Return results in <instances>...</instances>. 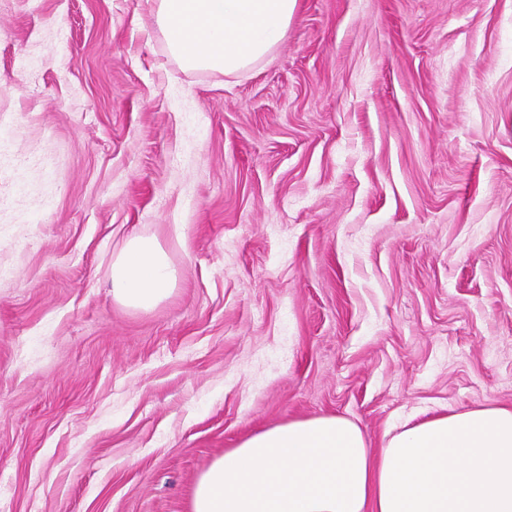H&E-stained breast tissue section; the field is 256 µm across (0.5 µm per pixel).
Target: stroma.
Returning a JSON list of instances; mask_svg holds the SVG:
<instances>
[{"instance_id": "stroma-1", "label": "stroma", "mask_w": 512, "mask_h": 512, "mask_svg": "<svg viewBox=\"0 0 512 512\" xmlns=\"http://www.w3.org/2000/svg\"><path fill=\"white\" fill-rule=\"evenodd\" d=\"M187 70L144 0H0V512H190L251 433L512 408V0H299ZM179 270L115 302L131 232Z\"/></svg>"}]
</instances>
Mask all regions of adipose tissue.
I'll use <instances>...</instances> for the list:
<instances>
[{"instance_id": "obj_1", "label": "adipose tissue", "mask_w": 512, "mask_h": 512, "mask_svg": "<svg viewBox=\"0 0 512 512\" xmlns=\"http://www.w3.org/2000/svg\"><path fill=\"white\" fill-rule=\"evenodd\" d=\"M188 69L249 70L285 38L298 0H147ZM178 278L162 246L131 234L111 293L150 309ZM190 512H512V409L492 402L405 426L381 447L341 416L294 419L226 449L195 481Z\"/></svg>"}]
</instances>
